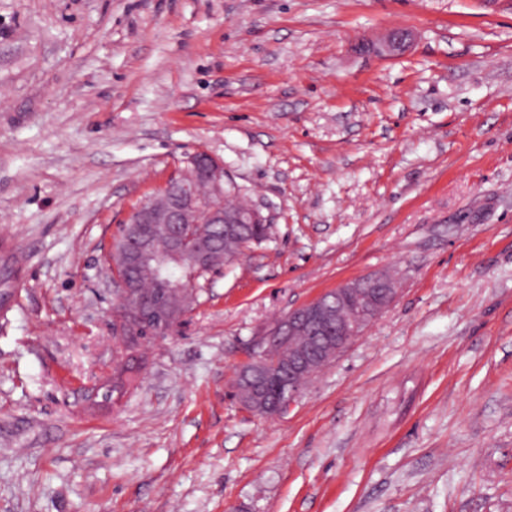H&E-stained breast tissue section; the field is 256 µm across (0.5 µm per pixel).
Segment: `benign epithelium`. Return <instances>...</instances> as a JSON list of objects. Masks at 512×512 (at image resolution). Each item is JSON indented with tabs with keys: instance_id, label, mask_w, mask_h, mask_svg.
<instances>
[{
	"instance_id": "benign-epithelium-1",
	"label": "benign epithelium",
	"mask_w": 512,
	"mask_h": 512,
	"mask_svg": "<svg viewBox=\"0 0 512 512\" xmlns=\"http://www.w3.org/2000/svg\"><path fill=\"white\" fill-rule=\"evenodd\" d=\"M411 41L407 29L392 31L385 43L389 52L405 49ZM206 186V194L199 191ZM257 211L248 212L224 208V164L205 152L190 155L185 166L175 172L160 188L132 206L125 217L129 224L125 248L112 250L108 255L112 292L123 305L114 320L112 334L136 336L147 329L157 338L170 336L182 328V322L191 303L193 289L189 284L171 285L167 280V260L176 258L205 268L214 261L211 252L215 236L212 227L224 225V233L236 235L241 225L255 221ZM165 226L169 244L165 256L156 248L160 226ZM134 266L158 288L143 294L139 283L124 279L121 271ZM396 289L392 279L377 274L340 284L314 300L288 312L279 319L268 342V347L254 354L238 366V375H277L283 363L273 361L268 348L288 347L294 336H322L327 338L322 350L334 349L341 353L357 336L365 331L395 300ZM179 303L170 305L169 299ZM321 361V356L288 353V395L279 405L269 407L255 388L248 399L239 403L249 411L269 418L283 414L304 389L303 380L295 376Z\"/></svg>"
}]
</instances>
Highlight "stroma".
Returning <instances> with one entry per match:
<instances>
[{
  "label": "stroma",
  "mask_w": 512,
  "mask_h": 512,
  "mask_svg": "<svg viewBox=\"0 0 512 512\" xmlns=\"http://www.w3.org/2000/svg\"><path fill=\"white\" fill-rule=\"evenodd\" d=\"M198 150L271 237L126 346L104 249ZM1 229L0 512H512V0H0ZM380 271L242 408L280 317ZM392 281L385 274H377L344 282L279 319L269 335L268 346L241 363L237 369L238 376L246 377L266 372L277 376L283 367V359L281 362L272 361L268 350L274 347L270 350L273 356H284L293 336H296L295 344L303 346L307 351L313 346L312 336L334 339L326 340L316 357L305 353H288V358L285 359V362H288V372L283 375L288 381V395L279 405L266 406L264 397L255 388L251 389L249 399H240L239 403L249 411L266 418L283 414L305 388L302 378L296 380L294 376L304 372L309 366L322 362L321 356L327 349L336 350L337 356L389 308L396 295ZM351 296H357L359 301L353 305L349 316L340 317L339 309ZM279 345L285 349L276 347ZM285 390L286 385L280 377L270 378L266 389L267 402L279 398Z\"/></svg>",
  "instance_id": "obj_1"
}]
</instances>
